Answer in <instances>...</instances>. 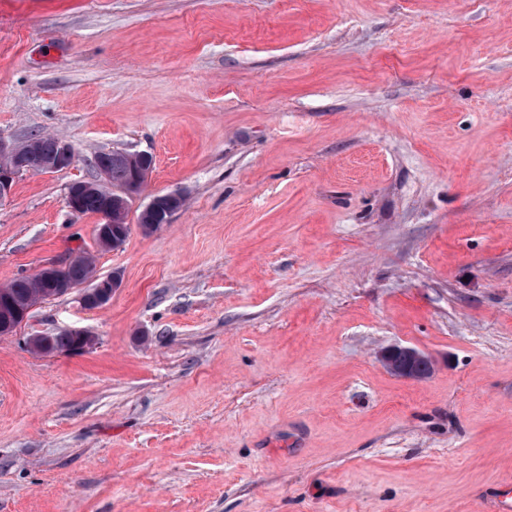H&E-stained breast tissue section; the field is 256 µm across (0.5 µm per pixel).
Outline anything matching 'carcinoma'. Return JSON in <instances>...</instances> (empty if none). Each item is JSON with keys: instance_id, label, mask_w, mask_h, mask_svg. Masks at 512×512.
<instances>
[{"instance_id": "carcinoma-1", "label": "carcinoma", "mask_w": 512, "mask_h": 512, "mask_svg": "<svg viewBox=\"0 0 512 512\" xmlns=\"http://www.w3.org/2000/svg\"><path fill=\"white\" fill-rule=\"evenodd\" d=\"M28 149V166L33 174L46 172L45 166L56 152L55 138L52 136H36L23 144ZM104 168L107 181L113 191L106 193L102 190L78 195L76 206L80 213L101 214L108 212L112 216V239L102 238L98 240L100 247L115 249L117 245L124 244L130 227L127 216L130 210L128 206H122L112 199L114 191L121 189L133 180L135 170L140 162L111 158L107 155H96ZM138 224L144 233L150 234L158 230L163 224V217L159 211L143 207L137 216ZM96 275L95 266L91 257L86 261L71 265L58 272V279L82 283ZM55 297L54 286L42 279L35 277H23L14 280L7 286L0 288V323L9 321L14 323L22 319L23 314L41 301ZM80 337L69 335H54L48 342V348L52 353H70L77 349Z\"/></svg>"}]
</instances>
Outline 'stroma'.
<instances>
[{
  "instance_id": "stroma-1",
  "label": "stroma",
  "mask_w": 512,
  "mask_h": 512,
  "mask_svg": "<svg viewBox=\"0 0 512 512\" xmlns=\"http://www.w3.org/2000/svg\"><path fill=\"white\" fill-rule=\"evenodd\" d=\"M0 512H483L512 479V0H0ZM153 168L102 249L69 184ZM182 193L169 224L137 214ZM91 332L79 354L29 340ZM432 355L419 382L378 359ZM23 147L28 149L27 160ZM23 147L7 144L0 139V201L11 195L16 179L29 173V169L33 174L44 173L50 161L47 165L49 172L59 171L68 168L74 160L72 146L61 143L56 151L55 138L52 136L32 137ZM82 253H74L64 265H71L83 261ZM96 276L95 266L91 257L86 256V261L71 265L58 272L57 279L74 283H82ZM61 266H46L34 276L14 280L7 286L0 288V323L5 320L10 323L18 322L23 314L41 301L55 297L54 286L38 278H52L55 271ZM58 291L61 296L67 295L74 290H81L79 302L84 309H95L106 305L112 299V292L119 286L118 278L112 276L105 282L95 284L93 288H71L63 281L57 282ZM89 289V290H87ZM88 299L94 300L98 307L88 308ZM379 361L389 373L407 381H422L434 371V360L428 353L400 343L384 349Z\"/></svg>"
}]
</instances>
